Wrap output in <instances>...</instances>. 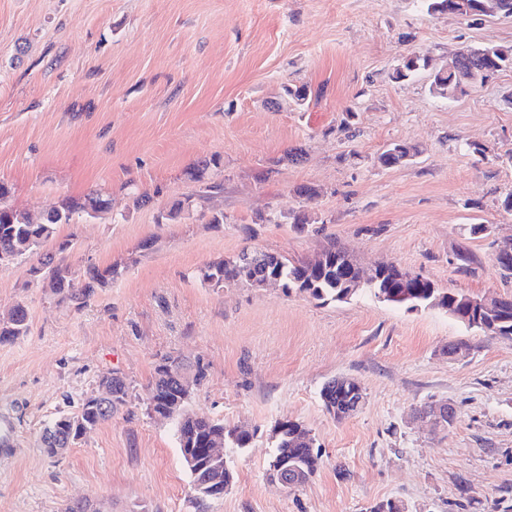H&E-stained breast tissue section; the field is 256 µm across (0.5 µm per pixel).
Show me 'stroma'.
Masks as SVG:
<instances>
[{"instance_id": "35a3bbf8", "label": "stroma", "mask_w": 512, "mask_h": 512, "mask_svg": "<svg viewBox=\"0 0 512 512\" xmlns=\"http://www.w3.org/2000/svg\"><path fill=\"white\" fill-rule=\"evenodd\" d=\"M485 45L512 46V16L431 15L418 0H0L8 202L37 216L65 197L109 194L110 211L77 215L58 235L74 236L66 260L75 269L125 266L79 310L32 287L36 257L0 268V315L20 303L29 317L25 336L0 343V410L17 433L0 455V512H62L81 499L106 512H194L175 426L146 412L165 354L207 369L190 412L253 435L231 452L234 483L207 512L512 505V339L366 294L322 304L198 278L247 247L297 260L333 241L364 266L393 262L444 290L511 295L494 254L512 238V215L499 207L512 192V69L453 100L432 94L429 72L391 78L406 55L438 68ZM302 83L311 95L298 106L285 88ZM396 140L418 155L380 166ZM290 151L302 159L286 160ZM212 157L226 224L210 225L200 208L157 223L197 193L186 172ZM302 186L317 196L299 195ZM297 210L318 223L295 229ZM261 214L276 220L258 222ZM468 224L493 231L468 241ZM462 243L474 257L468 273L454 260ZM460 339L474 351L449 358ZM114 371L129 385L126 406L77 447L45 455V425L76 412ZM339 376L366 393L342 420L320 398ZM439 401L456 406L452 427L417 418ZM286 419L311 430L321 456L316 475L292 490L266 476Z\"/></svg>"}]
</instances>
